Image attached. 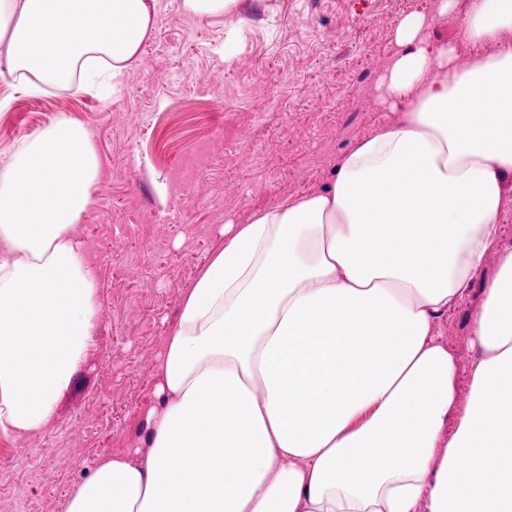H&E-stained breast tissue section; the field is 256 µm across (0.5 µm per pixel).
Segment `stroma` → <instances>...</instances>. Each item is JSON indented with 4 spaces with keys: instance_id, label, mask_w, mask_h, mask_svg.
Returning a JSON list of instances; mask_svg holds the SVG:
<instances>
[{
    "instance_id": "1",
    "label": "stroma",
    "mask_w": 512,
    "mask_h": 512,
    "mask_svg": "<svg viewBox=\"0 0 512 512\" xmlns=\"http://www.w3.org/2000/svg\"><path fill=\"white\" fill-rule=\"evenodd\" d=\"M438 0H236L221 17L158 0L144 51L112 99L50 87L37 95L0 77V153L61 113L86 127L100 163L91 207L73 234L98 269L94 333L51 421L0 432V512H65L71 490L105 456L149 450L162 400L156 364L180 304L225 224L322 188L339 158L398 115L377 88L398 51L395 27L433 17L431 41L471 49L459 13ZM497 257L486 259L438 325L467 380L479 352L470 321Z\"/></svg>"
}]
</instances>
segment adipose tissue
Wrapping results in <instances>:
<instances>
[{
  "label": "adipose tissue",
  "instance_id": "1",
  "mask_svg": "<svg viewBox=\"0 0 512 512\" xmlns=\"http://www.w3.org/2000/svg\"><path fill=\"white\" fill-rule=\"evenodd\" d=\"M158 0H0L9 73L111 98ZM401 17L380 78L399 119L318 192L225 225L158 359L150 450L102 458L66 512H512V0H467L463 39ZM91 133L60 118L0 155V432L53 417L96 322L71 230L93 202ZM459 400L436 327L491 253ZM464 4L465 0H458L455 12L448 14V17L437 19L427 30L431 41L456 45L461 64L467 62L472 52L471 48L463 43L461 39L460 15ZM509 202L504 210L501 223L498 224L499 247L502 251L512 250V180L508 181Z\"/></svg>",
  "mask_w": 512,
  "mask_h": 512
}]
</instances>
